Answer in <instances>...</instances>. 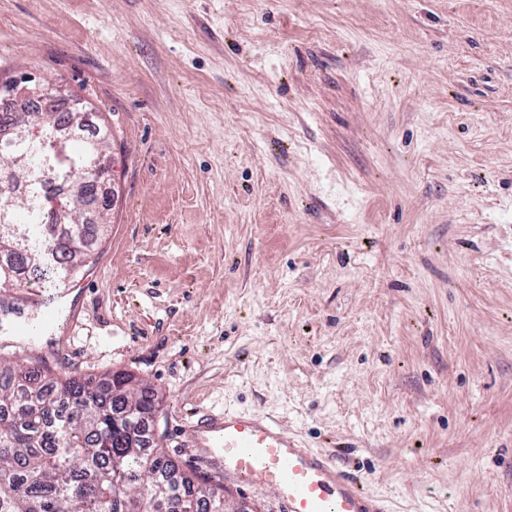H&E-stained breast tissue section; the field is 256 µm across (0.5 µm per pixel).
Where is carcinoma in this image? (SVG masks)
I'll return each mask as SVG.
<instances>
[{"label":"carcinoma","instance_id":"cac0c4a2","mask_svg":"<svg viewBox=\"0 0 512 512\" xmlns=\"http://www.w3.org/2000/svg\"><path fill=\"white\" fill-rule=\"evenodd\" d=\"M78 118L69 109L11 108L0 112V134L25 125L43 135ZM96 145L106 151L100 138L68 143L48 163L76 191L28 201L21 214L0 201V288H19L48 265L75 271L91 258L112 211V195L99 194L88 171ZM37 164L22 145L0 152V181ZM19 224L31 226L37 242L19 241ZM157 404L154 389L126 372L96 380L58 376L39 359L19 368L0 362V512H154L156 500L169 512H224V486L180 470L148 434Z\"/></svg>","mask_w":512,"mask_h":512}]
</instances>
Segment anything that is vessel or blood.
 <instances>
[{
  "label": "vessel or blood",
  "mask_w": 512,
  "mask_h": 512,
  "mask_svg": "<svg viewBox=\"0 0 512 512\" xmlns=\"http://www.w3.org/2000/svg\"><path fill=\"white\" fill-rule=\"evenodd\" d=\"M188 445L219 461L214 476L274 486L285 512H388L344 468L306 448L284 421L224 411L200 417Z\"/></svg>",
  "instance_id": "1"
}]
</instances>
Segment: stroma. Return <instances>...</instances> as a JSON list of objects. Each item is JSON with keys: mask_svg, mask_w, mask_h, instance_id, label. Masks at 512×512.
<instances>
[{"mask_svg": "<svg viewBox=\"0 0 512 512\" xmlns=\"http://www.w3.org/2000/svg\"><path fill=\"white\" fill-rule=\"evenodd\" d=\"M28 75L111 133L114 199L1 359L151 385L186 471L183 422L272 413L393 512H512V0H0Z\"/></svg>", "mask_w": 512, "mask_h": 512, "instance_id": "obj_1", "label": "stroma"}]
</instances>
